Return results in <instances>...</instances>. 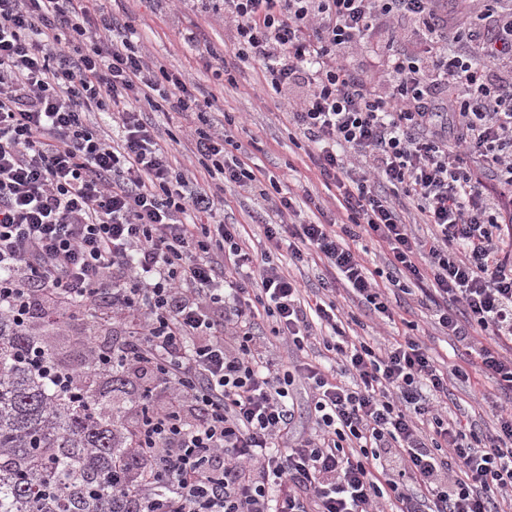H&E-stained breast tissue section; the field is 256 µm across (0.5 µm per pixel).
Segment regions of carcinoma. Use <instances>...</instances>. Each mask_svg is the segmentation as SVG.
<instances>
[{"label": "carcinoma", "instance_id": "cac0c4a2", "mask_svg": "<svg viewBox=\"0 0 512 512\" xmlns=\"http://www.w3.org/2000/svg\"><path fill=\"white\" fill-rule=\"evenodd\" d=\"M35 340L0 318V512H125L112 497L125 437L98 399L76 409L31 372Z\"/></svg>", "mask_w": 512, "mask_h": 512}]
</instances>
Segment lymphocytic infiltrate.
Listing matches in <instances>:
<instances>
[{
	"mask_svg": "<svg viewBox=\"0 0 512 512\" xmlns=\"http://www.w3.org/2000/svg\"><path fill=\"white\" fill-rule=\"evenodd\" d=\"M222 11L229 54L215 76L258 64L262 94L298 86L289 124L331 206L290 223L293 192L231 152L213 99L134 43L132 18L105 0H0V317L24 333L65 326L105 303L125 337L83 343L105 372L141 366L165 399L132 427L147 474L113 484L129 512H503L512 501V408L493 432L444 412L449 376L423 337L376 345L340 325L327 292L343 284L393 318L354 244L389 254L388 282L416 289L475 369L512 391V0H456L478 23L450 24L449 0H197ZM381 22L412 50L380 54L378 87L347 62ZM107 112L113 135L87 114ZM194 113L192 154L209 183L172 161L156 114ZM256 197L269 247L255 260L237 225L217 221L223 186ZM429 234L417 236L402 208ZM317 257L324 295L305 298L274 256ZM313 358L272 363L256 336ZM73 405L76 367L26 352ZM310 393L312 432L295 435V391Z\"/></svg>",
	"mask_w": 512,
	"mask_h": 512,
	"instance_id": "obj_1",
	"label": "lymphocytic infiltrate"
}]
</instances>
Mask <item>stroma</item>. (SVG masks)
I'll return each mask as SVG.
<instances>
[{
	"mask_svg": "<svg viewBox=\"0 0 512 512\" xmlns=\"http://www.w3.org/2000/svg\"><path fill=\"white\" fill-rule=\"evenodd\" d=\"M114 13L135 16V27L153 60L172 71H179L211 93L220 112L234 120V139L241 144V158L253 169L275 178H286L288 185L297 194L308 193L329 199L330 190L318 180L306 155L307 146L288 125L279 99L258 96L259 68H247L236 74L234 82L217 80L205 68L208 50H225L231 32L224 26V17L219 13L205 16L187 9L179 0H113ZM197 34L195 43H185L186 30ZM224 221L238 224L242 234L255 253H263L266 240L262 225L253 223L250 215L257 204L253 198L241 194L234 187H225ZM378 282L393 303L394 320L382 323L359 298L349 295L345 288H337L333 295L338 309L357 317L359 324L354 332L367 342L374 343L384 338L405 333L408 323L417 324L431 353L441 366H468L471 358L464 352L455 351L448 337L434 322L431 311L422 308L416 296L402 293L390 286L386 277ZM54 347L62 360L77 358V341L86 334H93L98 343L106 348L118 345L123 331L117 320L109 318L91 325L82 321L73 324L66 333L56 332L43 326L38 330ZM139 377L124 374L119 380L111 376L93 375L92 388L102 402L108 404L113 413L125 416L138 392ZM512 404V393L500 389L495 379L472 372L469 382L456 379L448 381V410L462 424H477L484 430H493L496 423L497 406Z\"/></svg>",
	"mask_w": 512,
	"mask_h": 512,
	"instance_id": "stroma-1",
	"label": "stroma"
}]
</instances>
